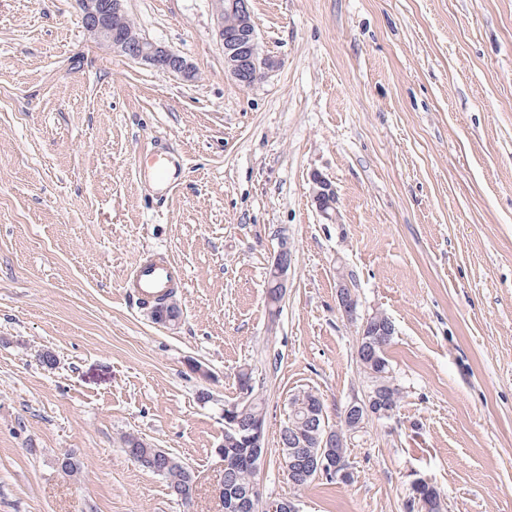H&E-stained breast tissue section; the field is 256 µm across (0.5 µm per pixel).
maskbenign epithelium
Returning <instances> with one entry per match:
<instances>
[{
  "mask_svg": "<svg viewBox=\"0 0 512 512\" xmlns=\"http://www.w3.org/2000/svg\"><path fill=\"white\" fill-rule=\"evenodd\" d=\"M123 0H77L83 29L97 43L114 52L142 61L155 69L178 74L186 79L194 77L187 61L173 50L144 37L131 24L122 5ZM219 16V37L224 45V70L241 86L251 87L263 80L275 67V62L259 53L256 42V22L249 7V0H215ZM316 190L314 200L323 214L336 210V192L326 181L314 178ZM292 265V252L287 240H282L269 268L267 305L272 307L271 316H276L275 306L284 298L288 289V270ZM337 299L343 316L351 318L357 310V295L351 280L338 273ZM392 320L383 313H373L361 325L358 347H367L375 352L379 347L374 337L394 335ZM255 398L252 389L240 391L237 399L224 402V446L248 449L253 472L260 470L265 453L267 420L252 417L249 408ZM395 411L381 404L378 393L366 392L353 399L345 408V417L350 430L342 435L328 427L316 432L319 449L308 458L299 460L296 455L282 460L287 477L295 473L296 465L305 464V470L314 477L331 480L352 481L353 471L346 458L338 455L337 449L351 443L353 437L362 432L365 422L390 419ZM224 480L216 488V495L224 503V512H299L295 500L280 497L265 500L259 487L242 493L233 483V462L225 459Z\"/></svg>",
  "mask_w": 512,
  "mask_h": 512,
  "instance_id": "1",
  "label": "benign epithelium"
}]
</instances>
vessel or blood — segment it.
Instances as JSON below:
<instances>
[{"instance_id":"1","label":"vessel or blood","mask_w":512,"mask_h":512,"mask_svg":"<svg viewBox=\"0 0 512 512\" xmlns=\"http://www.w3.org/2000/svg\"><path fill=\"white\" fill-rule=\"evenodd\" d=\"M149 178L162 193H169L173 189L176 174L168 155L161 153L156 156L149 169ZM123 285L129 297L148 304L172 290L184 287L185 277L171 255L152 250L141 255Z\"/></svg>"}]
</instances>
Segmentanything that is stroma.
<instances>
[{"label": "stroma", "instance_id": "35a3bbf8", "mask_svg": "<svg viewBox=\"0 0 512 512\" xmlns=\"http://www.w3.org/2000/svg\"><path fill=\"white\" fill-rule=\"evenodd\" d=\"M123 6L193 80L97 45L76 0H0V512H222V406L244 368L267 411L263 497L410 512L424 477L443 512H512V0H250L276 62L251 87L224 71L214 0ZM168 150L182 174L161 200L139 169ZM148 249L185 272L176 326L123 289ZM375 312L401 407L355 436L350 483L293 488L288 399L313 389L338 422L370 385L356 352ZM128 434L197 472L192 505ZM314 184L317 187L314 194L315 203L320 212L329 217L328 211L336 210V192L331 184H328L319 177H314ZM292 252L288 249V242H281L277 253L274 255L269 268L268 289L266 301L271 315H276L277 305L284 298L288 289V270L292 265ZM351 280L343 273H338L337 299L339 309L343 316L352 318L357 310V295L352 289ZM394 325L392 320L384 313H373L366 317L361 325L359 334V341L357 347V358L361 357V349L363 346H367L366 352L374 353L375 348H381L379 344L374 340L375 336H389L385 342L386 348L390 344L392 336L394 335ZM372 336L370 339L365 337ZM365 339V340H364Z\"/></svg>", "mask_w": 512, "mask_h": 512}]
</instances>
